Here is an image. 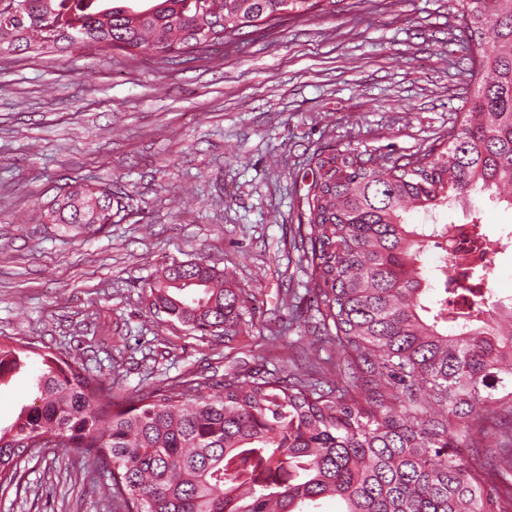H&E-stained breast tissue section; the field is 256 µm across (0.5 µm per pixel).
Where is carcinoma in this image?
<instances>
[{
	"mask_svg": "<svg viewBox=\"0 0 512 512\" xmlns=\"http://www.w3.org/2000/svg\"><path fill=\"white\" fill-rule=\"evenodd\" d=\"M14 0L0 52L93 44L175 61L273 30L344 0ZM459 63L473 95L446 147L388 157L317 155L303 239L313 302L344 354L346 381L322 387L318 366L288 378L237 367L146 390L134 402L35 346L0 344V381L40 358L37 394L0 427V493L50 446L74 448L120 512H512V437L487 469H470L503 405L512 408V304L473 296L468 311L431 293L420 256L431 242L410 210L432 212L473 190L512 207V0H460ZM112 189L74 185L46 223H112ZM154 313L203 335L239 333L241 294L203 260L162 266L145 285Z\"/></svg>",
	"mask_w": 512,
	"mask_h": 512,
	"instance_id": "cac0c4a2",
	"label": "carcinoma"
}]
</instances>
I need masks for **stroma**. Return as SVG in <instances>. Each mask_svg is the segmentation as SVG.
I'll return each mask as SVG.
<instances>
[{
  "mask_svg": "<svg viewBox=\"0 0 512 512\" xmlns=\"http://www.w3.org/2000/svg\"><path fill=\"white\" fill-rule=\"evenodd\" d=\"M179 65L85 45L0 54V343L50 347L116 395L223 374L338 362L320 342L298 233L317 154L408 155L444 139L474 89L456 66L459 0H345ZM121 209L77 236L43 214L73 183ZM437 223L512 230V208L474 191ZM202 259L244 300L240 332L163 321L145 283ZM40 368L0 383V424L33 399ZM76 450L25 464L0 512H105Z\"/></svg>",
  "mask_w": 512,
  "mask_h": 512,
  "instance_id": "1",
  "label": "stroma"
}]
</instances>
